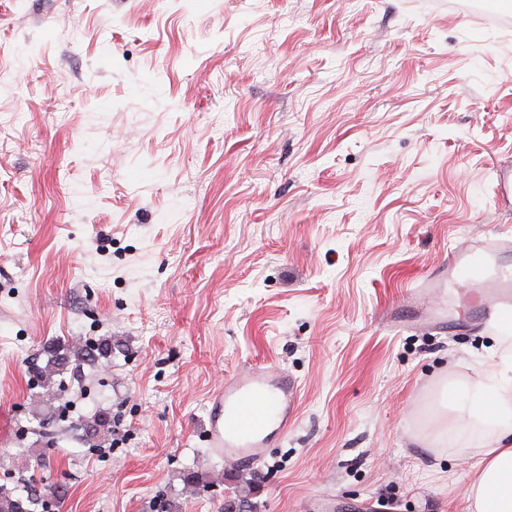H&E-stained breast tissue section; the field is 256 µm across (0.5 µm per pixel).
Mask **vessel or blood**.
Wrapping results in <instances>:
<instances>
[{
	"instance_id": "b4317fda",
	"label": "vessel or blood",
	"mask_w": 512,
	"mask_h": 512,
	"mask_svg": "<svg viewBox=\"0 0 512 512\" xmlns=\"http://www.w3.org/2000/svg\"><path fill=\"white\" fill-rule=\"evenodd\" d=\"M512 250V241L485 233L468 238L436 275L424 277L419 293L430 295L454 281L465 288L486 291L487 322L512 333V271L498 263ZM299 385L283 371L248 368L226 378L211 400L206 438L212 453L239 463L254 464L263 457L269 437L283 433L297 415Z\"/></svg>"
}]
</instances>
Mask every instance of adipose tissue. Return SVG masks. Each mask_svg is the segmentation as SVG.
Returning <instances> with one entry per match:
<instances>
[{"label": "adipose tissue", "instance_id": "1", "mask_svg": "<svg viewBox=\"0 0 512 512\" xmlns=\"http://www.w3.org/2000/svg\"><path fill=\"white\" fill-rule=\"evenodd\" d=\"M464 393L469 418L489 433L487 446L475 451L470 512H512V353L490 364Z\"/></svg>", "mask_w": 512, "mask_h": 512}]
</instances>
